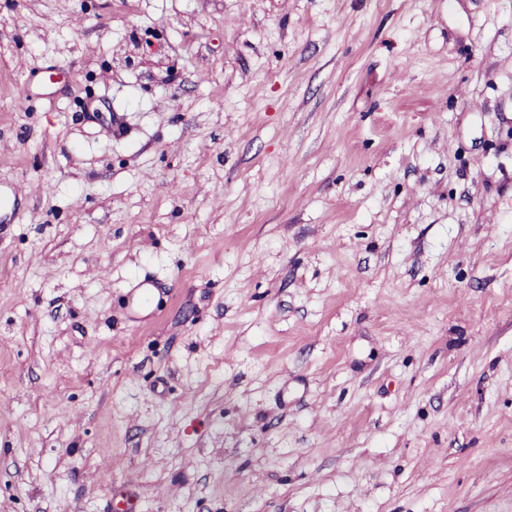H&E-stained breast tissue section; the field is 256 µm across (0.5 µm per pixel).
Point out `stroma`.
<instances>
[{
	"label": "stroma",
	"mask_w": 512,
	"mask_h": 512,
	"mask_svg": "<svg viewBox=\"0 0 512 512\" xmlns=\"http://www.w3.org/2000/svg\"><path fill=\"white\" fill-rule=\"evenodd\" d=\"M12 184L0 512H512V0H0Z\"/></svg>",
	"instance_id": "stroma-1"
}]
</instances>
